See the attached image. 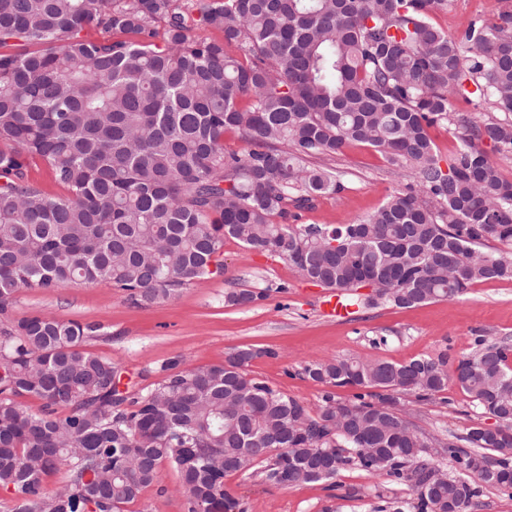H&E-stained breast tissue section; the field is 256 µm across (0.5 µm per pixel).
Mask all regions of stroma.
<instances>
[{"instance_id": "stroma-1", "label": "stroma", "mask_w": 512, "mask_h": 512, "mask_svg": "<svg viewBox=\"0 0 512 512\" xmlns=\"http://www.w3.org/2000/svg\"><path fill=\"white\" fill-rule=\"evenodd\" d=\"M491 11V0H451L433 23L456 35L471 21L489 18ZM331 165L341 173L344 191L317 197L311 207L297 211V223H348L374 212L400 184L393 167L363 145L347 147ZM222 259L223 274L190 284L161 304H138L127 292L100 281L55 290L20 289L11 313L16 319L43 314L93 325L85 349L111 359L119 369L121 388L136 391L162 382L170 366L182 370L217 365L229 352L252 348L259 355L247 373L312 411L328 390L305 374L307 365L333 357L405 363L444 354L453 369L475 350L477 337L512 343L510 280L479 283L460 298L411 308L364 304L352 318L334 321L320 311L321 287L304 280L284 256L249 252L228 238ZM241 288L264 298L248 307L225 303L228 291ZM396 400L399 412L435 437L451 432L462 436L472 426L491 422L453 384L428 400L412 391L398 393ZM160 483L164 493L148 488L124 512H185L178 475L163 470ZM224 485L242 512H377L413 496L407 484L355 467L341 471L331 484L275 487L247 472L226 476Z\"/></svg>"}]
</instances>
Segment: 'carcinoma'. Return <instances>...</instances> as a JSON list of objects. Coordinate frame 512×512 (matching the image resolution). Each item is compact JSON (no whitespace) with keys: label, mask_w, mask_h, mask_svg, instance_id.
Here are the masks:
<instances>
[{"label":"carcinoma","mask_w":512,"mask_h":512,"mask_svg":"<svg viewBox=\"0 0 512 512\" xmlns=\"http://www.w3.org/2000/svg\"><path fill=\"white\" fill-rule=\"evenodd\" d=\"M0 0V512H122L174 468L186 512H234L224 476L328 481L349 465L407 483L393 512H451L486 488L512 490V347L479 337L448 357L396 364L331 358L304 368L328 387L316 413L245 367L260 352L178 370L143 393L119 389L111 360L83 347L93 326L11 317L21 288L107 281L140 304L224 272V238L277 252L352 305L410 308L512 280V5L459 36L432 23L450 0ZM121 34L86 40L88 27ZM216 30L223 38L193 36ZM234 45L240 56L226 53ZM247 104H241V101ZM462 100L488 116L471 121ZM462 130L443 159L431 135ZM235 132L253 145L224 149ZM353 144L407 180L348 224H279L345 189L310 159ZM43 167L65 191L31 179ZM380 289L363 300L357 289ZM266 297L242 289L225 302ZM457 385L496 420L447 441L395 411ZM43 401L33 413L20 399ZM466 446H461L460 442ZM439 445L442 451L429 449ZM446 455L460 473L450 476ZM66 469L51 496L45 477Z\"/></svg>","instance_id":"carcinoma-1"}]
</instances>
